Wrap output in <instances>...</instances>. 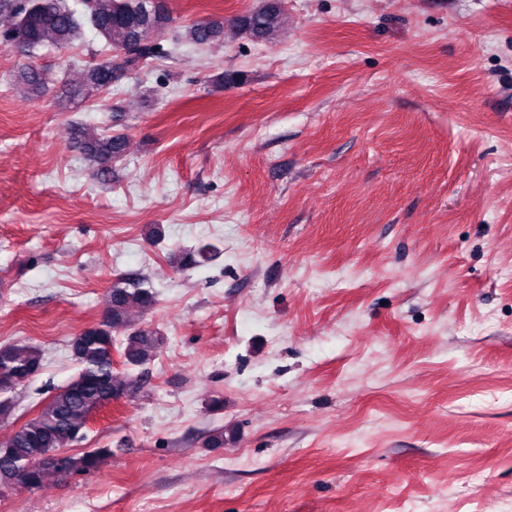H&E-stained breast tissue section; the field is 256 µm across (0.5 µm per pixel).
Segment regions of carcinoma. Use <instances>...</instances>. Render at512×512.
Returning <instances> with one entry per match:
<instances>
[{"instance_id":"1","label":"carcinoma","mask_w":512,"mask_h":512,"mask_svg":"<svg viewBox=\"0 0 512 512\" xmlns=\"http://www.w3.org/2000/svg\"><path fill=\"white\" fill-rule=\"evenodd\" d=\"M82 9L67 0H0V15L10 18L0 31V47L31 54L40 48L69 50L83 40L90 28L103 38L111 55L93 60L85 78L74 91L85 98L91 92H106L125 72L140 67L162 52L157 36L173 21L169 0H80ZM283 17L282 0H262V5L232 20V26L258 39L270 37ZM224 36V26L208 20L193 22L187 29L189 41L197 46ZM121 134H84L83 150L103 177L112 162L123 156ZM219 256L218 249L203 244L181 254L179 264L190 270ZM156 302L154 288L143 279L117 277L109 287L102 319L70 341L77 374L43 400L37 415L0 441V487L14 481L18 488L33 491L50 482H61L72 474L94 473L111 455L108 448H93L69 454L64 465L39 463L46 448L68 449L86 435L89 410L111 397H121L133 387L131 375L112 368V351L118 350L129 369L141 368L158 355L164 337L158 332L132 327L133 310L151 308ZM44 368L42 350L27 342L0 345V418L14 408L16 390L37 377Z\"/></svg>"}]
</instances>
